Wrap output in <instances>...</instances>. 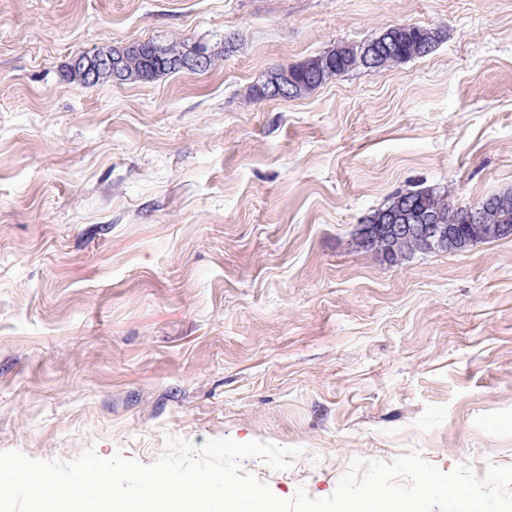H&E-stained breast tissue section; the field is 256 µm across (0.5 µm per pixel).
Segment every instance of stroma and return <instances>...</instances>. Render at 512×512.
I'll use <instances>...</instances> for the list:
<instances>
[{"mask_svg":"<svg viewBox=\"0 0 512 512\" xmlns=\"http://www.w3.org/2000/svg\"><path fill=\"white\" fill-rule=\"evenodd\" d=\"M397 24L441 39L257 98ZM149 40L215 64L66 76ZM418 189L512 191V0H0V451L257 440L300 451L241 463L283 499L356 458L512 466V238L387 263L358 224ZM68 67L69 69H80L90 84L96 83L104 71L112 73L113 83L120 84L125 77L123 55L110 56L97 53V51L90 54L87 52L76 53L70 58ZM295 67L279 68V78L266 86L263 91V97L267 99L279 98L285 95L293 97L297 91V81L295 80Z\"/></svg>","mask_w":512,"mask_h":512,"instance_id":"obj_1","label":"stroma"}]
</instances>
